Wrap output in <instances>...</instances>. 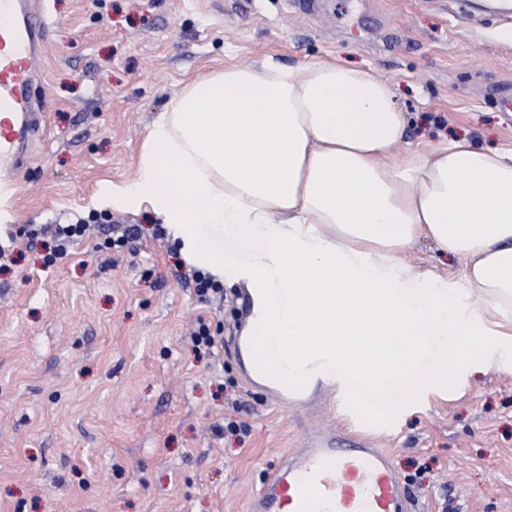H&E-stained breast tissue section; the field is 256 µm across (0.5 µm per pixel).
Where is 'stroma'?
<instances>
[{
    "label": "stroma",
    "instance_id": "1",
    "mask_svg": "<svg viewBox=\"0 0 512 512\" xmlns=\"http://www.w3.org/2000/svg\"><path fill=\"white\" fill-rule=\"evenodd\" d=\"M456 19L455 0H46L38 97L44 131L16 175L18 232L0 257V512H243L265 475L318 428L369 437L406 483L414 512H512V346L481 354L448 396L384 412L346 401L283 409L238 382L232 349L194 351L198 316L228 337L230 303L200 301L186 266L207 267L183 226L101 192L139 170L155 116L227 64L334 59L373 69L408 113L388 152L451 138L512 146L500 107L512 85V9ZM132 224L119 252L90 239L43 267L30 224L74 216ZM237 415L249 431L224 433Z\"/></svg>",
    "mask_w": 512,
    "mask_h": 512
}]
</instances>
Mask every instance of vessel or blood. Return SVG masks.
I'll list each match as a JSON object with an SVG mask.
<instances>
[{"label": "vessel or blood", "instance_id": "b4317fda", "mask_svg": "<svg viewBox=\"0 0 512 512\" xmlns=\"http://www.w3.org/2000/svg\"><path fill=\"white\" fill-rule=\"evenodd\" d=\"M46 26L28 0H0L1 197L12 195L13 176L39 128L33 89ZM243 307L253 331L264 326L255 289H246ZM233 343L245 374L280 406L339 389L364 407L379 411L385 405L361 376L332 358L315 354L300 361L278 337L253 332ZM246 512H412V500L385 452L363 440L344 448L335 433L323 432L267 475Z\"/></svg>", "mask_w": 512, "mask_h": 512}]
</instances>
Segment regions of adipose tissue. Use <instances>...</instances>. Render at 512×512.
I'll return each instance as SVG.
<instances>
[{"label":"adipose tissue","instance_id":"ef3b65f1","mask_svg":"<svg viewBox=\"0 0 512 512\" xmlns=\"http://www.w3.org/2000/svg\"><path fill=\"white\" fill-rule=\"evenodd\" d=\"M406 125L391 86L366 68L227 66L169 102L136 180L105 194L166 224H220L257 242L264 262L234 278L268 290L267 332L294 354L339 358L389 401L423 386L443 398L478 337L512 340V148L462 138L389 165ZM421 237L465 265L443 291L431 271L407 269L417 301L393 270ZM460 283L484 324L459 319L446 292ZM447 335L449 363L418 377L433 337Z\"/></svg>","mask_w":512,"mask_h":512}]
</instances>
